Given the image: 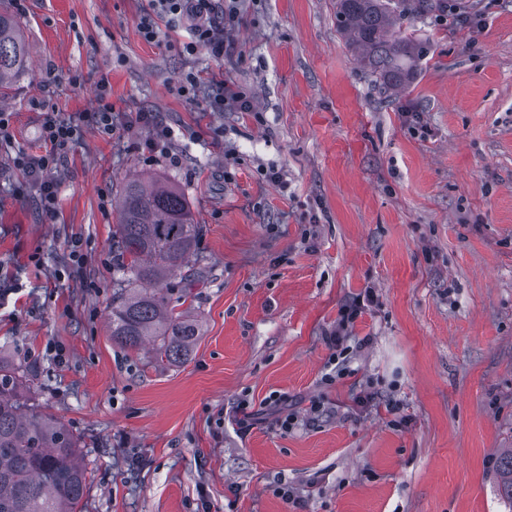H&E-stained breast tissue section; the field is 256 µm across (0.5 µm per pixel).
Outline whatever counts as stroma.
Returning <instances> with one entry per match:
<instances>
[{
  "label": "stroma",
  "instance_id": "stroma-1",
  "mask_svg": "<svg viewBox=\"0 0 512 512\" xmlns=\"http://www.w3.org/2000/svg\"><path fill=\"white\" fill-rule=\"evenodd\" d=\"M17 2L30 71L0 103V350L79 437L85 512H512L493 465L512 448V0L412 20L425 54L386 97L336 0H243L224 61L144 40L148 0ZM219 71L256 114L210 111ZM101 79L116 111L171 134L151 152L154 127H86L46 173L44 216L19 159L44 153L45 113L92 110ZM155 176L201 226L166 282L200 329L178 364L110 336L117 192Z\"/></svg>",
  "mask_w": 512,
  "mask_h": 512
}]
</instances>
